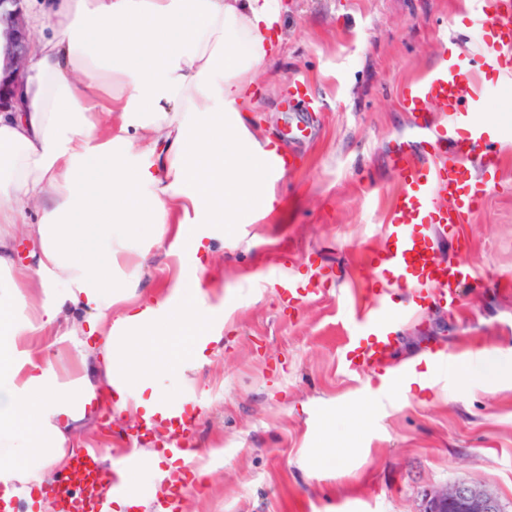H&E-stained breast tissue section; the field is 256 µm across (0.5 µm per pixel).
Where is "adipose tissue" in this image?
Segmentation results:
<instances>
[{"label": "adipose tissue", "instance_id": "adipose-tissue-1", "mask_svg": "<svg viewBox=\"0 0 512 512\" xmlns=\"http://www.w3.org/2000/svg\"><path fill=\"white\" fill-rule=\"evenodd\" d=\"M281 0H40L24 112L0 113V487L67 468L99 395L164 401L178 350L209 336L199 277L139 305L151 246L278 211L247 121ZM37 247L34 273L15 245ZM72 353L71 370L60 369Z\"/></svg>", "mask_w": 512, "mask_h": 512}]
</instances>
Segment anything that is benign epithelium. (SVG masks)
<instances>
[{
  "label": "benign epithelium",
  "instance_id": "1",
  "mask_svg": "<svg viewBox=\"0 0 512 512\" xmlns=\"http://www.w3.org/2000/svg\"><path fill=\"white\" fill-rule=\"evenodd\" d=\"M23 0H0V22L5 24L8 41L5 70L13 76L6 85L0 82V110L8 104L23 107V74L30 34L21 3ZM424 512H502L495 493L488 488L455 483L426 493Z\"/></svg>",
  "mask_w": 512,
  "mask_h": 512
}]
</instances>
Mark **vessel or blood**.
Here are the masks:
<instances>
[{
    "instance_id": "vessel-or-blood-1",
    "label": "vessel or blood",
    "mask_w": 512,
    "mask_h": 512,
    "mask_svg": "<svg viewBox=\"0 0 512 512\" xmlns=\"http://www.w3.org/2000/svg\"><path fill=\"white\" fill-rule=\"evenodd\" d=\"M474 16L483 36L480 49L464 58L441 55L421 79L402 87L401 108L409 112L427 142L450 144L448 152L420 159L399 154L395 160L400 189L386 215L384 242L366 252L369 306L356 317L355 331L340 351L346 371L366 372L391 367L397 325L421 314L431 304L460 303L466 289L480 287L469 267L442 261L440 243L459 238L469 216L485 203L497 183L500 135L477 122L471 106L491 83L512 79V0H473ZM293 112H314L316 105L304 82L294 79L283 99ZM441 113L440 122L426 120ZM331 269L314 262L300 273L274 274V293L282 307L295 310L322 293L332 280ZM391 384L407 383L411 366L391 367ZM200 418L193 395L138 414L123 436L156 438L173 468L163 480L155 512H183L192 483V440ZM144 459L128 455L113 471H105L98 449L77 453L68 472L42 486L43 499L55 512H112L114 496L132 498L131 478L144 469Z\"/></svg>"
}]
</instances>
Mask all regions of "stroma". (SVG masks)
Returning a JSON list of instances; mask_svg holds the SVG:
<instances>
[{"mask_svg":"<svg viewBox=\"0 0 512 512\" xmlns=\"http://www.w3.org/2000/svg\"><path fill=\"white\" fill-rule=\"evenodd\" d=\"M282 2L280 50L257 78L250 124L278 144L296 119L281 106L291 77L320 106L278 181L282 212L227 225L223 240L196 255L155 244L142 288L167 295L178 279L200 275L203 304L224 318L222 340L171 388L201 406L194 446L204 475L184 512H423L427 490L455 482L488 487L512 512V383L465 388L454 371L407 399L383 387L381 372L353 374L339 360L368 305L362 260L381 244L399 187L393 156L401 145L423 149L399 90L442 47L479 48L480 26L465 24L472 0ZM476 117L509 129L500 184L464 224L465 243L446 242L440 255L487 280L512 276V84L491 90ZM304 255L335 277L286 314L267 279ZM430 345L511 363L512 290L479 288L461 305L404 321L394 358L425 372ZM331 426L356 450L327 465Z\"/></svg>","mask_w":512,"mask_h":512,"instance_id":"35a3bbf8","label":"stroma"}]
</instances>
